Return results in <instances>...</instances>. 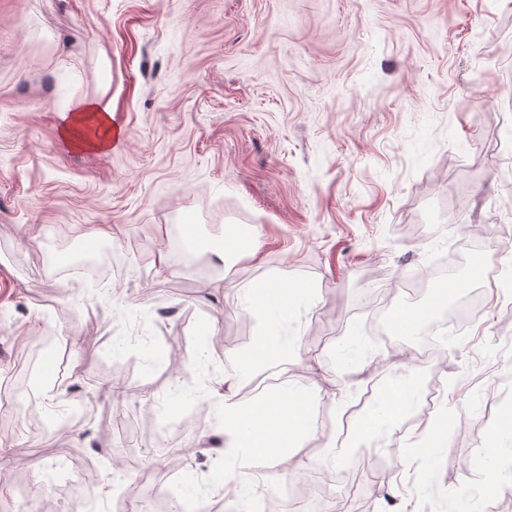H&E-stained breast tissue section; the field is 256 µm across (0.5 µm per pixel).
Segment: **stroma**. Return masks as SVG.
<instances>
[{
    "label": "stroma",
    "mask_w": 512,
    "mask_h": 512,
    "mask_svg": "<svg viewBox=\"0 0 512 512\" xmlns=\"http://www.w3.org/2000/svg\"><path fill=\"white\" fill-rule=\"evenodd\" d=\"M95 100L124 140L75 149L62 126ZM477 224L500 242L487 265L512 267V0H0V385L44 336L70 346L45 356L26 412L0 400V512L27 494L41 512H127L144 470L183 512H284L308 481L326 490L314 512H505L487 482L512 474V305L469 274ZM72 240L122 258L102 290L49 272ZM445 254L449 298L475 292L481 311L424 366L412 336L390 351L374 334L369 295L424 313ZM264 336L287 338L315 432L247 469L209 456L224 431L194 422L240 402L239 358H262ZM392 362L433 405L375 437L356 419L322 468ZM70 399L100 419L38 438ZM230 473L246 500L223 495Z\"/></svg>",
    "instance_id": "35a3bbf8"
}]
</instances>
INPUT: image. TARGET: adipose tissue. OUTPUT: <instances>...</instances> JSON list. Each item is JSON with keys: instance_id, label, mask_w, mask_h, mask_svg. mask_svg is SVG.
I'll use <instances>...</instances> for the list:
<instances>
[{"instance_id": "1", "label": "adipose tissue", "mask_w": 512, "mask_h": 512, "mask_svg": "<svg viewBox=\"0 0 512 512\" xmlns=\"http://www.w3.org/2000/svg\"><path fill=\"white\" fill-rule=\"evenodd\" d=\"M64 140L81 148L104 150L112 144V112L99 101L78 103L62 128ZM420 396L416 381H400L377 402L375 413L381 424L394 427L413 409ZM315 429L312 415L299 400L278 390L253 405L224 404V433L234 447L250 455H263L280 436L304 438Z\"/></svg>"}]
</instances>
